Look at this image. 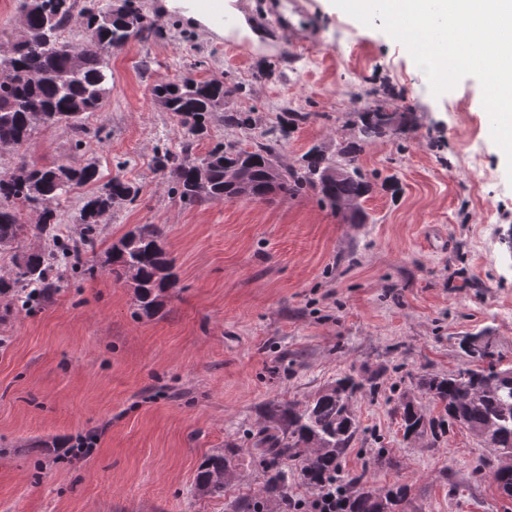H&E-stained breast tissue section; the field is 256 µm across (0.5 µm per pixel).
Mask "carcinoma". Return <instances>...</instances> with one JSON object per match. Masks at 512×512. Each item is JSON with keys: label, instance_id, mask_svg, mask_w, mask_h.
Segmentation results:
<instances>
[{"label": "carcinoma", "instance_id": "cac0c4a2", "mask_svg": "<svg viewBox=\"0 0 512 512\" xmlns=\"http://www.w3.org/2000/svg\"><path fill=\"white\" fill-rule=\"evenodd\" d=\"M24 18L22 35L8 53L0 55V146L23 148L38 125L63 124L76 134L86 131L84 119L103 107L112 79L109 58L133 38L148 40L157 31L140 13L135 0L120 2L103 11L92 3L77 7V0H19ZM82 37L70 42L68 56L54 49L64 42L61 34L72 24ZM240 92L237 85L221 79L198 81L183 77L152 88L156 103L179 117L188 139L176 151L166 149L154 155V169L175 184L188 204L223 202L228 182L236 176L245 198L264 202L270 195L284 197L312 192L350 224H365L367 213L361 202L375 182L358 165L364 147L395 131V124L412 122L408 112H388L379 107L361 116L354 140L327 154L311 147L297 166L282 163L281 157L290 129L317 118L314 112L287 107L291 122L273 123L252 139L248 148L239 141L216 144L206 156L193 153L195 140L208 134L212 117L223 113L224 125L249 130L251 113L228 106ZM97 180V168L59 164L50 168L30 167L22 162L9 175L0 176V241L9 245L21 241L29 225L20 221L19 207L38 216L34 230L44 242L37 250L10 256L12 275L0 278V294H14L28 303L50 296L67 270L84 266V255L95 248V233L101 217L112 211L114 202H133L140 188L115 175L84 202L79 223L81 239L66 238L57 223V206L78 184ZM165 232L155 224L138 227L108 251L111 273L127 279L134 288L136 305L147 316L163 308V293L175 287L173 259L164 246ZM342 389L322 390L305 403L271 400L265 406L266 425L254 434L253 451L262 488L228 496L232 483L240 479V449L226 447L200 462L195 486L205 497L225 498L224 512H296L294 485L323 498L333 492L339 512H404L402 504L410 487L395 484L375 487L369 469L381 470L391 458L380 448L370 468L357 474L344 472L342 461L357 434L358 424L351 409L353 395L364 389L374 392V377L352 376L334 382ZM416 388L440 405L438 418L429 419L430 429L445 424H462L473 434L487 433L492 440L488 451L496 457L512 455V379L490 382L477 374L459 370L447 376H420ZM404 431L426 414L399 399L394 407Z\"/></svg>", "mask_w": 512, "mask_h": 512}]
</instances>
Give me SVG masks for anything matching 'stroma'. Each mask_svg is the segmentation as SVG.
Instances as JSON below:
<instances>
[{
  "label": "stroma",
  "mask_w": 512,
  "mask_h": 512,
  "mask_svg": "<svg viewBox=\"0 0 512 512\" xmlns=\"http://www.w3.org/2000/svg\"><path fill=\"white\" fill-rule=\"evenodd\" d=\"M160 32L112 55L101 111L77 137L35 128L20 150L0 148V174L96 163L97 182L72 188L57 220L79 238L80 209L121 174L140 188L135 204L104 217L93 273L65 278L31 305L0 295V512H224L201 496V459L231 443L244 462L241 491L255 488L252 434L273 399L305 402L345 374L372 375L380 393H357L358 432L343 458L360 472L376 449L393 460L377 486L410 487L407 512H512L491 477L470 466L487 449L465 426L438 444L404 438L393 409L413 395L427 416L440 408L414 379L468 367L465 337L512 365V179L491 137L482 88L463 78L433 96L406 48L334 6L312 0L314 38L285 41L269 0H236L250 32L236 45L192 25L188 0H137ZM240 86L231 107L258 127L284 107L317 113L290 134L283 159L352 141L362 113L385 105L415 112L416 130L377 139L358 163L391 179L363 202L366 224H346L311 193L189 205L153 168L155 148L186 129L155 102V84L184 74ZM483 171L468 167L474 142ZM495 173V182L484 171ZM143 224L166 231L178 280L160 314L136 306L107 263L113 242ZM95 436L92 455L77 438Z\"/></svg>",
  "instance_id": "1"
}]
</instances>
